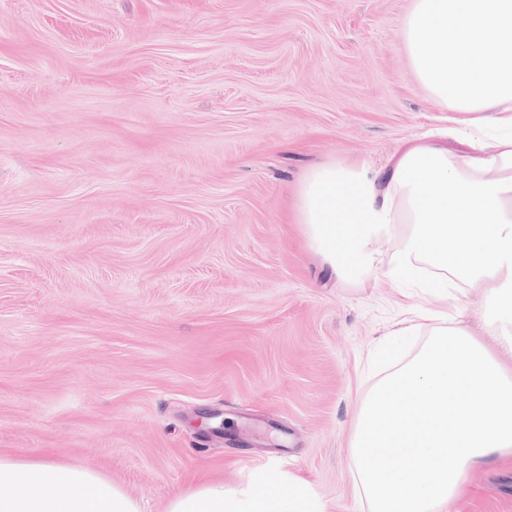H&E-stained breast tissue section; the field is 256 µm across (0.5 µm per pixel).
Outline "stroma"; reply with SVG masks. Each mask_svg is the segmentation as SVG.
Returning a JSON list of instances; mask_svg holds the SVG:
<instances>
[{
  "label": "stroma",
  "instance_id": "stroma-1",
  "mask_svg": "<svg viewBox=\"0 0 512 512\" xmlns=\"http://www.w3.org/2000/svg\"><path fill=\"white\" fill-rule=\"evenodd\" d=\"M411 2L0 0L1 452L96 468L142 512L269 470L368 512L349 444L378 346L414 312L479 330L484 299L333 278L290 215L313 166L451 127ZM443 512H512V464Z\"/></svg>",
  "mask_w": 512,
  "mask_h": 512
}]
</instances>
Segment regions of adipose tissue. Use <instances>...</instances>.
Returning <instances> with one entry per match:
<instances>
[{
  "mask_svg": "<svg viewBox=\"0 0 512 512\" xmlns=\"http://www.w3.org/2000/svg\"><path fill=\"white\" fill-rule=\"evenodd\" d=\"M414 77L461 113L453 144L417 139L386 165L321 163L295 223L330 275L379 273L444 297L481 290L487 349L455 317L360 402L350 446L369 512H442L474 470L512 456V0H412L400 27ZM398 239L390 260L374 239ZM0 512H140L111 476L0 452ZM166 512H322L303 482L266 473L242 496L205 481Z\"/></svg>",
  "mask_w": 512,
  "mask_h": 512,
  "instance_id": "1",
  "label": "adipose tissue"
}]
</instances>
